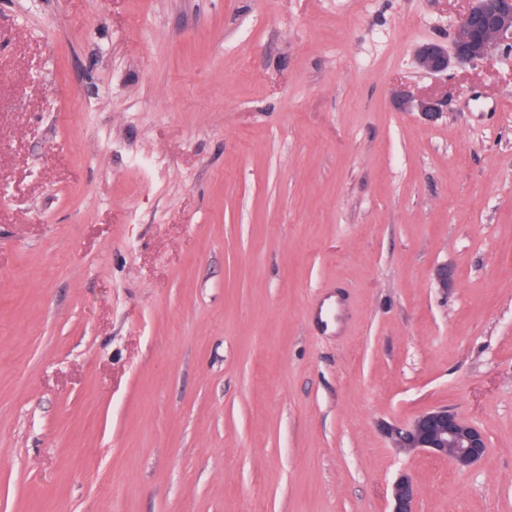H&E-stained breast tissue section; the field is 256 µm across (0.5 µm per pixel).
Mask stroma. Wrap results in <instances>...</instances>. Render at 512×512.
<instances>
[{
    "instance_id": "35a3bbf8",
    "label": "stroma",
    "mask_w": 512,
    "mask_h": 512,
    "mask_svg": "<svg viewBox=\"0 0 512 512\" xmlns=\"http://www.w3.org/2000/svg\"><path fill=\"white\" fill-rule=\"evenodd\" d=\"M464 7L0 0V512H512V55L414 61ZM433 406L480 464L393 447ZM394 97L401 111L417 112L421 119L429 123L436 121L443 113L442 107L445 100L436 92L412 95L405 91H397ZM418 488L406 474L399 475L391 486V510L389 512H416Z\"/></svg>"
}]
</instances>
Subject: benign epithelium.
<instances>
[{"instance_id":"7a95c632","label":"benign epithelium","mask_w":512,"mask_h":512,"mask_svg":"<svg viewBox=\"0 0 512 512\" xmlns=\"http://www.w3.org/2000/svg\"><path fill=\"white\" fill-rule=\"evenodd\" d=\"M512 53V0H467V6L454 22L450 45L429 42L414 55L419 69L431 75H448L453 65H474L493 51ZM397 107L415 112L432 123L442 114L445 100L436 92L412 95L394 94ZM394 446L401 451L422 452L436 459H448L460 469L478 464L488 453L484 432L445 406H435L417 414L406 425L390 432ZM418 488L406 474L391 486L390 512H416Z\"/></svg>"}]
</instances>
